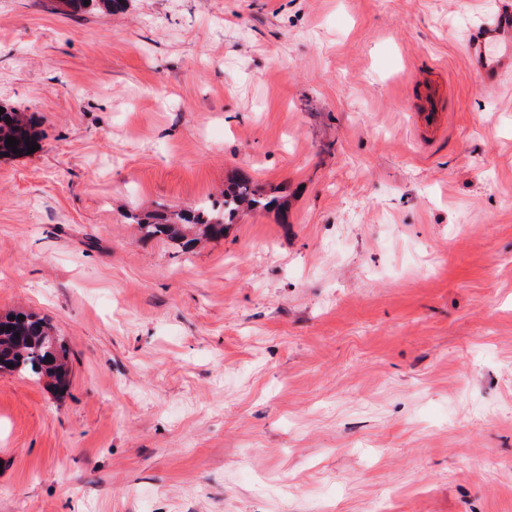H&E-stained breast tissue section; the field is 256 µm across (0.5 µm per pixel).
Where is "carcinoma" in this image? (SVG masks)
Segmentation results:
<instances>
[{
    "label": "carcinoma",
    "instance_id": "1",
    "mask_svg": "<svg viewBox=\"0 0 512 512\" xmlns=\"http://www.w3.org/2000/svg\"><path fill=\"white\" fill-rule=\"evenodd\" d=\"M74 10L89 5L102 12L115 13L125 8L127 0H65ZM9 137L19 141V154H28L35 140L31 120L24 113L6 109L0 115V155H13L6 144ZM278 200L263 196L242 180L224 191L221 198L209 200L190 209L168 213L160 211L146 219L135 218L142 237L168 238L178 241L186 250L203 241L224 235V225L230 224L241 210H270ZM23 319H17V316ZM9 372L45 382L57 392L69 385L68 350L51 328L32 313L0 316V372Z\"/></svg>",
    "mask_w": 512,
    "mask_h": 512
}]
</instances>
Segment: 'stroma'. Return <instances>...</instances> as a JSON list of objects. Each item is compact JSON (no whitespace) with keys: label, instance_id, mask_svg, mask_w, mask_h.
I'll use <instances>...</instances> for the list:
<instances>
[{"label":"stroma","instance_id":"35a3bbf8","mask_svg":"<svg viewBox=\"0 0 512 512\" xmlns=\"http://www.w3.org/2000/svg\"><path fill=\"white\" fill-rule=\"evenodd\" d=\"M512 0H0V512H512ZM455 104L419 137L412 87ZM283 196L190 252L132 215ZM472 69L489 86L512 73V14L473 33L466 44ZM30 118H27L23 112L14 109H4L0 115V155L8 153V156H20L28 154V147H31V141L36 139L32 132ZM7 137H15L19 141L18 145H14L19 149V153H13L12 147L6 144ZM19 315H23V320H18ZM7 327L11 330L7 331ZM2 371L44 381L55 391L64 392L70 377L68 350L42 318L21 311L8 313L0 316Z\"/></svg>","mask_w":512,"mask_h":512}]
</instances>
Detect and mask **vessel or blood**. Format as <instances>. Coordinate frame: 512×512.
<instances>
[{
	"label": "vessel or blood",
	"instance_id": "vessel-or-blood-1",
	"mask_svg": "<svg viewBox=\"0 0 512 512\" xmlns=\"http://www.w3.org/2000/svg\"><path fill=\"white\" fill-rule=\"evenodd\" d=\"M472 69L490 86L512 74V16L496 19L473 33L466 44ZM419 106L410 114L413 128L421 135H439L448 128L449 113L442 91L434 84L423 85Z\"/></svg>",
	"mask_w": 512,
	"mask_h": 512
}]
</instances>
